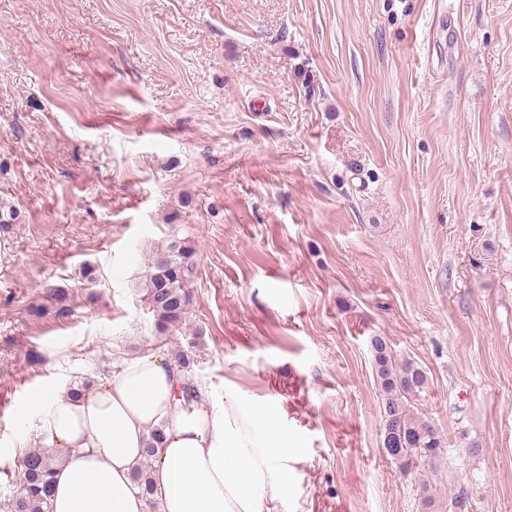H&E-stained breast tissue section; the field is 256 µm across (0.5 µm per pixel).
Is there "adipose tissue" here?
Wrapping results in <instances>:
<instances>
[{
	"label": "adipose tissue",
	"mask_w": 512,
	"mask_h": 512,
	"mask_svg": "<svg viewBox=\"0 0 512 512\" xmlns=\"http://www.w3.org/2000/svg\"><path fill=\"white\" fill-rule=\"evenodd\" d=\"M186 383L163 358L142 355L84 399L46 392L49 441L67 451L54 473L52 512H148L132 476L157 427L162 449L149 474L158 512H277L297 472L275 414L231 393L185 394Z\"/></svg>",
	"instance_id": "adipose-tissue-1"
}]
</instances>
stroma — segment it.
Wrapping results in <instances>:
<instances>
[{
	"label": "stroma",
	"mask_w": 512,
	"mask_h": 512,
	"mask_svg": "<svg viewBox=\"0 0 512 512\" xmlns=\"http://www.w3.org/2000/svg\"><path fill=\"white\" fill-rule=\"evenodd\" d=\"M1 201L0 512L42 393L146 354L275 411L279 512H421L373 336L427 375L436 494L512 512V0H0ZM186 235L162 336L138 282ZM195 254L194 240L184 236L158 245L145 257L142 288L160 334L177 332L185 320L196 274Z\"/></svg>",
	"instance_id": "35a3bbf8"
}]
</instances>
